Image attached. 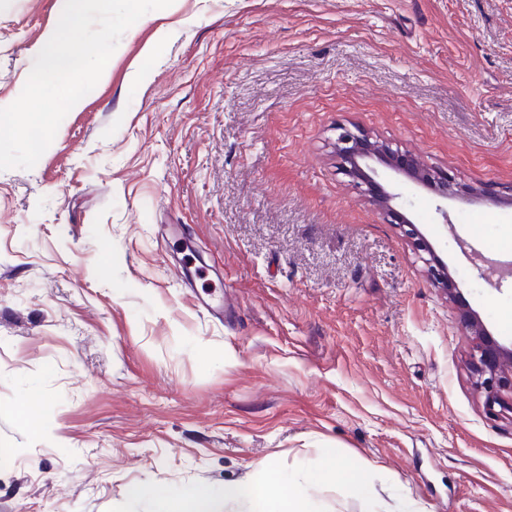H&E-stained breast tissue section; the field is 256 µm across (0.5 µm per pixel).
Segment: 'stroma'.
Segmentation results:
<instances>
[{"label":"stroma","instance_id":"35a3bbf8","mask_svg":"<svg viewBox=\"0 0 512 512\" xmlns=\"http://www.w3.org/2000/svg\"><path fill=\"white\" fill-rule=\"evenodd\" d=\"M60 0H0V108ZM512 190V0H174L121 37L29 170H0V512H152L133 486L271 465L321 512H512L457 305L341 171L337 126ZM512 344V207L401 183ZM179 225L231 311L205 310ZM336 454L371 500L313 478Z\"/></svg>","mask_w":512,"mask_h":512}]
</instances>
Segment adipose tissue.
<instances>
[{"mask_svg":"<svg viewBox=\"0 0 512 512\" xmlns=\"http://www.w3.org/2000/svg\"><path fill=\"white\" fill-rule=\"evenodd\" d=\"M135 493L151 502L153 512H318L300 482L265 465L240 484H198L175 493L145 483Z\"/></svg>","mask_w":512,"mask_h":512,"instance_id":"1","label":"adipose tissue"}]
</instances>
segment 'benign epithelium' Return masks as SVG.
Wrapping results in <instances>:
<instances>
[{"mask_svg": "<svg viewBox=\"0 0 512 512\" xmlns=\"http://www.w3.org/2000/svg\"><path fill=\"white\" fill-rule=\"evenodd\" d=\"M337 130L334 146L342 161L343 174L363 189L369 200L381 210L387 223L399 226L418 254L427 255L423 262L429 280L449 298L460 303L461 318L471 343L469 365L473 382L484 396L488 414L496 418L512 415V348L503 346L490 336L482 321L462 301L448 266L439 259L417 225L392 205L400 198V193L378 180L374 163L383 165L397 178L404 177L415 186L431 189L444 204L459 197L463 189L448 177V173L431 169L412 155L394 150L358 128L351 130L339 126ZM469 193L495 205L506 203L512 206L511 197L503 199L501 194L487 188H471Z\"/></svg>", "mask_w": 512, "mask_h": 512, "instance_id": "obj_1", "label": "benign epithelium"}]
</instances>
